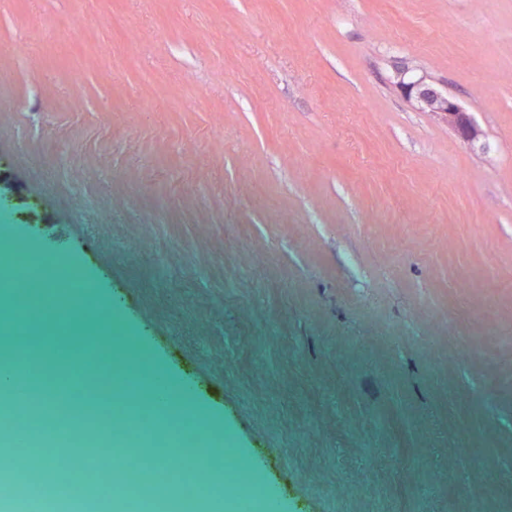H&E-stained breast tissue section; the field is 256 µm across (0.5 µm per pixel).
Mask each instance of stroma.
<instances>
[{"label":"stroma","instance_id":"1","mask_svg":"<svg viewBox=\"0 0 512 512\" xmlns=\"http://www.w3.org/2000/svg\"><path fill=\"white\" fill-rule=\"evenodd\" d=\"M0 200L277 512H512V0H0ZM79 25L77 22H71L68 26L41 27L32 31L30 38L11 47V50L18 56L27 53L29 45L32 43H42L54 47L59 51H66L70 45L75 43L79 37ZM405 74L396 86L409 100L447 124L463 143L471 144L478 139L480 133L471 114L452 95L437 90L426 76L405 81ZM124 330L125 335L121 336L122 344L132 345L136 351L134 358L130 361H127L134 365L139 373L144 376L151 377L158 371L153 357L147 350L140 346L136 336H132L131 333L125 328V325ZM169 382H171L169 374L164 370H159L156 374V377L151 381L150 388L153 392H155L157 389L165 387Z\"/></svg>","mask_w":512,"mask_h":512}]
</instances>
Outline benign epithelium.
<instances>
[{
  "instance_id": "benign-epithelium-1",
  "label": "benign epithelium",
  "mask_w": 512,
  "mask_h": 512,
  "mask_svg": "<svg viewBox=\"0 0 512 512\" xmlns=\"http://www.w3.org/2000/svg\"><path fill=\"white\" fill-rule=\"evenodd\" d=\"M396 86L421 109L447 124L462 142L471 144L478 139L479 130L471 114L452 95L437 90L427 77L407 81L402 76Z\"/></svg>"
}]
</instances>
